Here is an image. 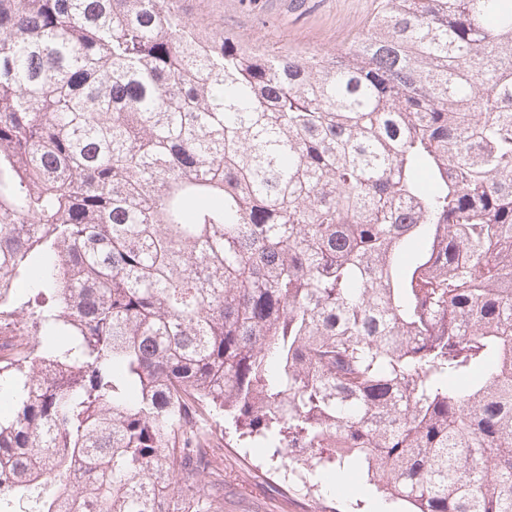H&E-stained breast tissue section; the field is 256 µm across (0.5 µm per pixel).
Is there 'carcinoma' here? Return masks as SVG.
Segmentation results:
<instances>
[{
  "label": "carcinoma",
  "mask_w": 512,
  "mask_h": 512,
  "mask_svg": "<svg viewBox=\"0 0 512 512\" xmlns=\"http://www.w3.org/2000/svg\"><path fill=\"white\" fill-rule=\"evenodd\" d=\"M213 4L0 0V512H224L221 416L512 512V0L271 57Z\"/></svg>",
  "instance_id": "obj_1"
}]
</instances>
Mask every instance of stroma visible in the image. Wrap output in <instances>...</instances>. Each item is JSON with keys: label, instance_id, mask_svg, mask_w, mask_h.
Instances as JSON below:
<instances>
[{"label": "stroma", "instance_id": "obj_1", "mask_svg": "<svg viewBox=\"0 0 512 512\" xmlns=\"http://www.w3.org/2000/svg\"><path fill=\"white\" fill-rule=\"evenodd\" d=\"M381 0H218L214 17L225 31L266 53L320 51L346 47L364 32ZM224 512H353L361 482L346 495L315 498L282 492L283 478L244 447L235 435L223 441Z\"/></svg>", "mask_w": 512, "mask_h": 512}]
</instances>
